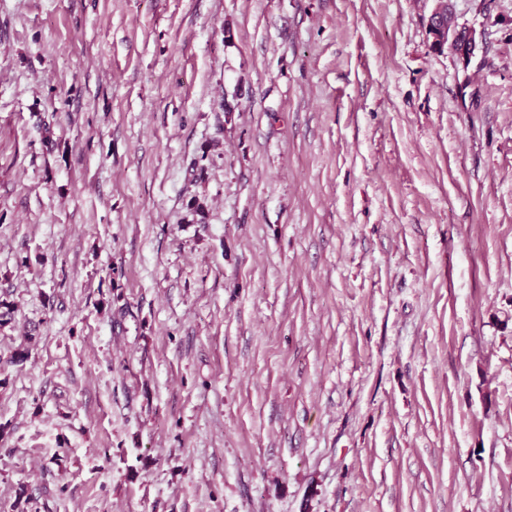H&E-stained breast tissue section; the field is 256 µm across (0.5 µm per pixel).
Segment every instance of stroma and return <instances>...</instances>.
<instances>
[{
    "mask_svg": "<svg viewBox=\"0 0 512 512\" xmlns=\"http://www.w3.org/2000/svg\"><path fill=\"white\" fill-rule=\"evenodd\" d=\"M0 0V512H512V0Z\"/></svg>",
    "mask_w": 512,
    "mask_h": 512,
    "instance_id": "35a3bbf8",
    "label": "stroma"
}]
</instances>
